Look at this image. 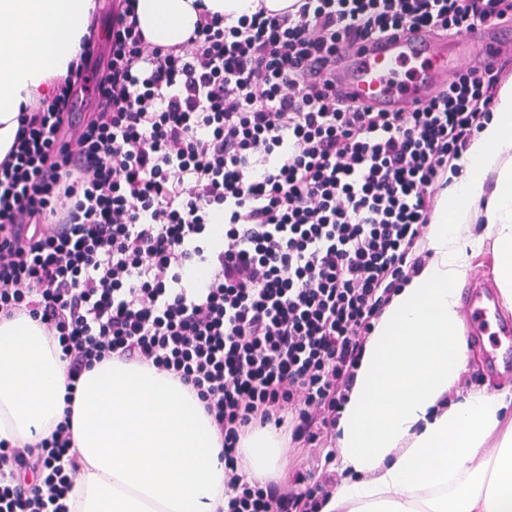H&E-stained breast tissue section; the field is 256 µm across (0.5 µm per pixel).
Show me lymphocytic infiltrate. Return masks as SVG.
Wrapping results in <instances>:
<instances>
[{
    "label": "lymphocytic infiltrate",
    "instance_id": "f902f5d3",
    "mask_svg": "<svg viewBox=\"0 0 512 512\" xmlns=\"http://www.w3.org/2000/svg\"><path fill=\"white\" fill-rule=\"evenodd\" d=\"M136 2L118 0L102 72L85 43L0 161V316L57 339L68 391L112 359L190 386L223 442L224 512H321L333 475L260 482L241 440L271 425L335 458L364 343L424 266L438 195L506 77L465 66L420 108L362 111L336 94V54L512 21V0H298L231 26L205 12L175 46L146 41ZM82 89L96 107L76 124ZM70 447L66 421L35 450L1 440L0 512H70Z\"/></svg>",
    "mask_w": 512,
    "mask_h": 512
}]
</instances>
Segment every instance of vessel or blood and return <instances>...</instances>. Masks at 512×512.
<instances>
[{
	"label": "vessel or blood",
	"instance_id": "1",
	"mask_svg": "<svg viewBox=\"0 0 512 512\" xmlns=\"http://www.w3.org/2000/svg\"><path fill=\"white\" fill-rule=\"evenodd\" d=\"M512 28L484 26L465 33L454 49L435 42L423 31L401 30L387 40L369 41L343 54L336 73V89L356 104L394 112L412 110L445 89L448 79L480 53L485 60L498 56L503 38ZM504 302L485 278H476L462 301L470 341H490V364H512V322L503 320Z\"/></svg>",
	"mask_w": 512,
	"mask_h": 512
}]
</instances>
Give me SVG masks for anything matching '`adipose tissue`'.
<instances>
[{
	"label": "adipose tissue",
	"instance_id": "1",
	"mask_svg": "<svg viewBox=\"0 0 512 512\" xmlns=\"http://www.w3.org/2000/svg\"><path fill=\"white\" fill-rule=\"evenodd\" d=\"M195 0H137L139 26L171 46L192 34ZM98 0H0V160L23 106L53 92L95 37ZM482 221V235L469 234ZM491 245L512 307V83L475 132L463 173L442 192L422 251L367 338L336 426L352 472L322 512H512V405L483 385L460 390L469 351L459 288ZM61 349L28 314L0 322V440L36 446L69 422L79 472L72 512H222L224 450L196 394L174 375L118 360L86 371L66 401ZM251 476H277L273 431L244 442Z\"/></svg>",
	"mask_w": 512,
	"mask_h": 512
}]
</instances>
